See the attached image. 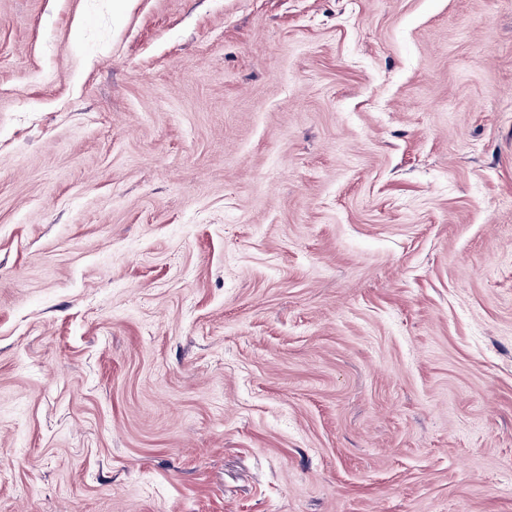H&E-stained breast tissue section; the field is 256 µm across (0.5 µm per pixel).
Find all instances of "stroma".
Instances as JSON below:
<instances>
[{"label":"stroma","instance_id":"stroma-1","mask_svg":"<svg viewBox=\"0 0 512 512\" xmlns=\"http://www.w3.org/2000/svg\"><path fill=\"white\" fill-rule=\"evenodd\" d=\"M0 512H512V0H0Z\"/></svg>","mask_w":512,"mask_h":512}]
</instances>
